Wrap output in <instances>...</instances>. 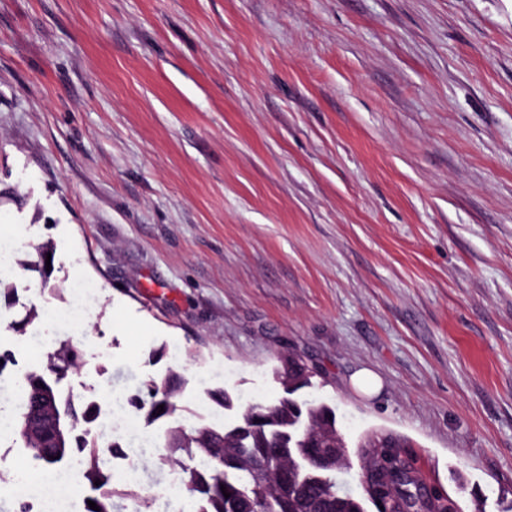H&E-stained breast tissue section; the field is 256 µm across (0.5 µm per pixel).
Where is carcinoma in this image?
<instances>
[{"label": "carcinoma", "instance_id": "obj_1", "mask_svg": "<svg viewBox=\"0 0 512 512\" xmlns=\"http://www.w3.org/2000/svg\"><path fill=\"white\" fill-rule=\"evenodd\" d=\"M280 362L276 377L287 396L274 404L249 406L240 425L165 431L167 453L160 457V466L180 468L185 457L201 460V467L183 470V482L191 497L205 505V512H255L258 506L263 512H368L369 502L382 506L378 512H457L455 503L440 493L417 495L423 480L400 454L401 444L395 439L368 442L374 472L366 481L367 498L336 488V475L350 468V459L346 446L334 447L338 436L335 410L325 403L293 398L310 385L308 370L292 354L281 356ZM82 365L80 347L67 340L47 354L42 370L20 378L17 433L23 435L24 417L33 411L36 398H51L62 438L46 443L40 452L36 444L24 448L47 467L79 454L86 466L84 476L104 485L112 476L99 468L97 441L77 433L81 424L97 418L99 407L88 403L79 410L61 391L67 371ZM178 391L177 376L172 375L152 384L149 400L133 395L128 404L134 415L144 413L146 424L151 425L176 412ZM160 405L164 406L162 413L158 412ZM260 486L265 496L258 505L254 488ZM226 492L230 497H224ZM130 495L114 488L91 498L99 510L88 507L86 512H123L119 502Z\"/></svg>", "mask_w": 512, "mask_h": 512}]
</instances>
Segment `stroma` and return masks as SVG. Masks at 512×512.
Here are the masks:
<instances>
[{"mask_svg": "<svg viewBox=\"0 0 512 512\" xmlns=\"http://www.w3.org/2000/svg\"><path fill=\"white\" fill-rule=\"evenodd\" d=\"M0 239L30 369L70 338L76 403L183 381L172 416L93 432L148 439L112 473L126 512H194L165 430L277 402L288 353L354 494L382 433L459 512H512V0H0ZM18 418L1 399L0 512L82 469Z\"/></svg>", "mask_w": 512, "mask_h": 512, "instance_id": "35a3bbf8", "label": "stroma"}]
</instances>
